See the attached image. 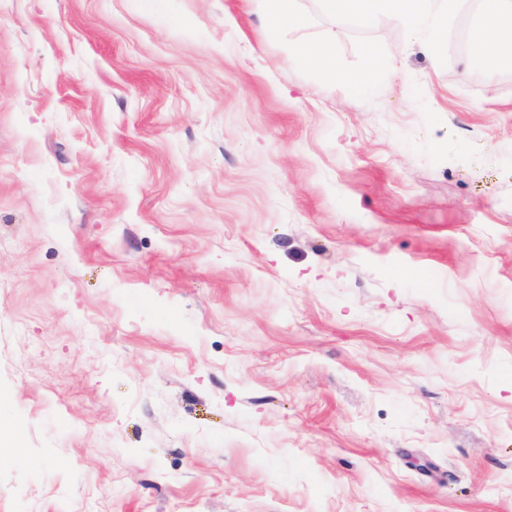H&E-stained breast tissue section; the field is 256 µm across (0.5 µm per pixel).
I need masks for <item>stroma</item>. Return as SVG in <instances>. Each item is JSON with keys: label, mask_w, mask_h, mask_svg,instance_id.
I'll return each instance as SVG.
<instances>
[{"label": "stroma", "mask_w": 512, "mask_h": 512, "mask_svg": "<svg viewBox=\"0 0 512 512\" xmlns=\"http://www.w3.org/2000/svg\"><path fill=\"white\" fill-rule=\"evenodd\" d=\"M353 97L255 0H0V512H512V71Z\"/></svg>", "instance_id": "1"}]
</instances>
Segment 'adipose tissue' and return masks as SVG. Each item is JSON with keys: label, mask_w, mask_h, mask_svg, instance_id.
<instances>
[{"label": "adipose tissue", "mask_w": 512, "mask_h": 512, "mask_svg": "<svg viewBox=\"0 0 512 512\" xmlns=\"http://www.w3.org/2000/svg\"><path fill=\"white\" fill-rule=\"evenodd\" d=\"M480 60L491 70H512V0H481L475 32Z\"/></svg>", "instance_id": "obj_1"}]
</instances>
